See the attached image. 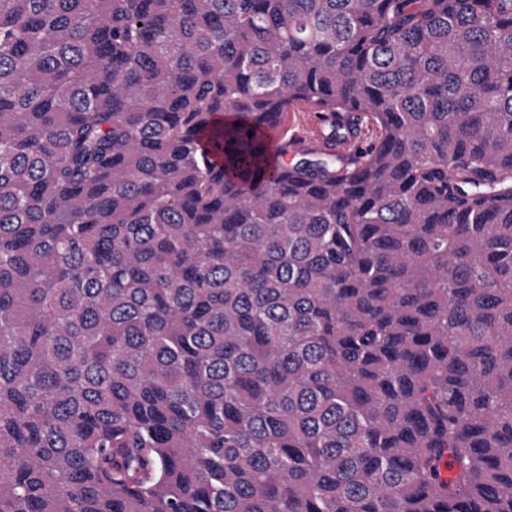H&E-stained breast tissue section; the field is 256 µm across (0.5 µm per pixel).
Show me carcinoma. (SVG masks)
Listing matches in <instances>:
<instances>
[{"instance_id": "1", "label": "carcinoma", "mask_w": 512, "mask_h": 512, "mask_svg": "<svg viewBox=\"0 0 512 512\" xmlns=\"http://www.w3.org/2000/svg\"><path fill=\"white\" fill-rule=\"evenodd\" d=\"M0 512H512V0H0ZM310 107L305 103L295 104L282 121L280 132L277 133L278 139L281 138L284 141L296 139L309 119Z\"/></svg>"}]
</instances>
